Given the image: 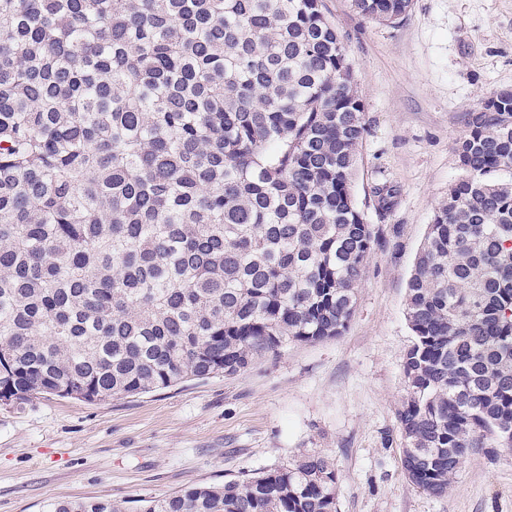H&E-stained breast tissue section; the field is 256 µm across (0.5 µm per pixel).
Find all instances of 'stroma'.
<instances>
[{"instance_id":"35a3bbf8","label":"stroma","mask_w":512,"mask_h":512,"mask_svg":"<svg viewBox=\"0 0 512 512\" xmlns=\"http://www.w3.org/2000/svg\"><path fill=\"white\" fill-rule=\"evenodd\" d=\"M354 63L367 132L354 194L377 236L342 336L292 342L233 376L89 404H0V512L47 501H144L244 480L315 453L334 462L338 512H512V450L461 463L435 497L406 478L397 410L414 342L407 284L460 174L465 115L512 89V0H413L394 23L323 0ZM392 191L380 207L376 188Z\"/></svg>"}]
</instances>
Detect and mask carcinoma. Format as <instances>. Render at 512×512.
<instances>
[{
    "instance_id": "cac0c4a2",
    "label": "carcinoma",
    "mask_w": 512,
    "mask_h": 512,
    "mask_svg": "<svg viewBox=\"0 0 512 512\" xmlns=\"http://www.w3.org/2000/svg\"><path fill=\"white\" fill-rule=\"evenodd\" d=\"M353 6L392 23L411 0ZM492 96L405 303L402 467L434 496L512 448V93ZM365 133L321 0H0V404L136 396L342 335L376 242ZM337 482L302 454L141 512H337Z\"/></svg>"
}]
</instances>
